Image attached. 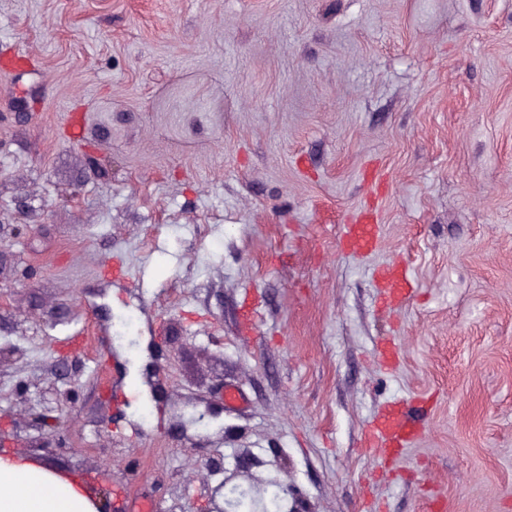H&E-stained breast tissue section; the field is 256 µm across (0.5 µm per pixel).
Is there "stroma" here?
I'll use <instances>...</instances> for the list:
<instances>
[{
  "mask_svg": "<svg viewBox=\"0 0 512 512\" xmlns=\"http://www.w3.org/2000/svg\"><path fill=\"white\" fill-rule=\"evenodd\" d=\"M0 451L123 512H512V0H0ZM368 224H350L345 237L359 251H372L378 243V224L373 216L368 215ZM379 288L383 300L399 304L409 300L413 294V285L407 267L394 264L381 269ZM417 435V420L411 410L391 406L370 424L367 441L369 446L380 448L386 454L396 453Z\"/></svg>",
  "mask_w": 512,
  "mask_h": 512,
  "instance_id": "1",
  "label": "stroma"
}]
</instances>
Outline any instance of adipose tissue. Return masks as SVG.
I'll list each match as a JSON object with an SVG mask.
<instances>
[{
  "label": "adipose tissue",
  "instance_id": "1",
  "mask_svg": "<svg viewBox=\"0 0 512 512\" xmlns=\"http://www.w3.org/2000/svg\"><path fill=\"white\" fill-rule=\"evenodd\" d=\"M0 512H92V506L79 483L0 457Z\"/></svg>",
  "mask_w": 512,
  "mask_h": 512
}]
</instances>
